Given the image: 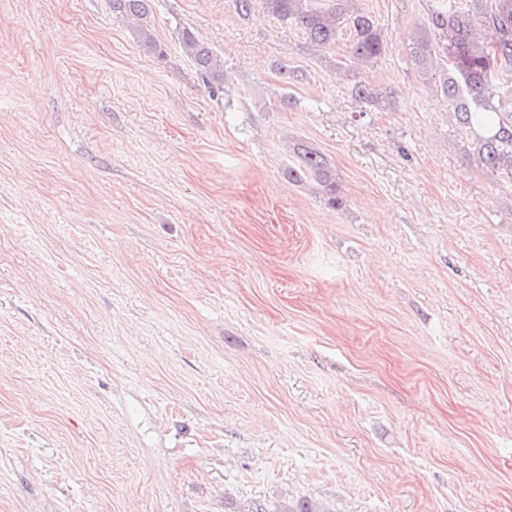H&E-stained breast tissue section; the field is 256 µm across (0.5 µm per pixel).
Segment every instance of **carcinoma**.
I'll return each mask as SVG.
<instances>
[{"instance_id":"1","label":"carcinoma","mask_w":512,"mask_h":512,"mask_svg":"<svg viewBox=\"0 0 512 512\" xmlns=\"http://www.w3.org/2000/svg\"><path fill=\"white\" fill-rule=\"evenodd\" d=\"M112 14L137 22L143 41L157 48L148 29L151 0H109ZM351 0H334L330 8L316 0H263L274 17L290 22L315 48L336 46L339 29L350 34V59L373 65L386 52L383 28L373 16L349 8ZM427 22L410 35V57L423 73L438 80L437 90L453 109L458 131L472 146L480 166L512 180V0H440ZM182 52L194 62L214 95L224 93V58L184 27ZM352 96L380 106L383 98L369 85L356 83ZM283 172L296 185L311 183L332 209L345 205L336 170L316 148L298 142Z\"/></svg>"}]
</instances>
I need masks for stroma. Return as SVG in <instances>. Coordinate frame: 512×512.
<instances>
[{"label":"stroma","mask_w":512,"mask_h":512,"mask_svg":"<svg viewBox=\"0 0 512 512\" xmlns=\"http://www.w3.org/2000/svg\"><path fill=\"white\" fill-rule=\"evenodd\" d=\"M151 6L154 51L109 0H0V512H512V182L410 58L435 0H357L370 67ZM182 52L194 62L202 80L215 96L224 93V58L189 28L179 33ZM291 153L293 161L284 169L285 179L296 185L312 183L328 207L341 209L345 200L336 181V170L326 156L302 142L294 144Z\"/></svg>","instance_id":"1"}]
</instances>
